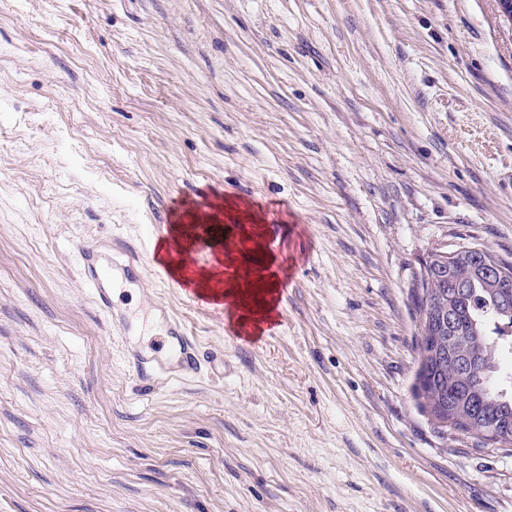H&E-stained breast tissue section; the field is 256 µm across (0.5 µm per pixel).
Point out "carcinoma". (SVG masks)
Returning <instances> with one entry per match:
<instances>
[{"mask_svg":"<svg viewBox=\"0 0 512 512\" xmlns=\"http://www.w3.org/2000/svg\"><path fill=\"white\" fill-rule=\"evenodd\" d=\"M434 310L444 316L456 311L454 329L443 330L437 357L424 363L418 390L412 391L418 410L432 405L443 412L448 426L470 431L472 446L482 447L478 430L495 426L501 443L512 449V371L501 369L504 349L512 351V301H504L496 282L480 275L467 251L449 272L431 284ZM483 353L479 369L468 371L460 361Z\"/></svg>","mask_w":512,"mask_h":512,"instance_id":"cac0c4a2","label":"carcinoma"}]
</instances>
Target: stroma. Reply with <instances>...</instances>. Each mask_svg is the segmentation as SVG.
I'll return each mask as SVG.
<instances>
[{
    "label": "stroma",
    "instance_id": "obj_1",
    "mask_svg": "<svg viewBox=\"0 0 512 512\" xmlns=\"http://www.w3.org/2000/svg\"><path fill=\"white\" fill-rule=\"evenodd\" d=\"M154 227L275 257L276 323L239 348ZM470 242L512 253L497 0H0V512H512L411 392L420 263ZM175 326L224 366L146 388ZM80 254L86 284L89 288H92L100 309L111 313L113 305L110 297V289H112L113 286L109 274L97 264L95 249L93 247L83 246Z\"/></svg>",
    "mask_w": 512,
    "mask_h": 512
}]
</instances>
